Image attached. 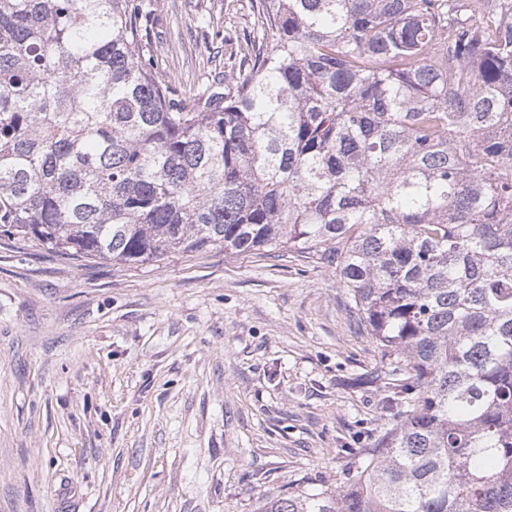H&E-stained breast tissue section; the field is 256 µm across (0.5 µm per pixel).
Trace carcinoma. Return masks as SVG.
Returning a JSON list of instances; mask_svg holds the SVG:
<instances>
[{"label": "carcinoma", "instance_id": "carcinoma-1", "mask_svg": "<svg viewBox=\"0 0 512 512\" xmlns=\"http://www.w3.org/2000/svg\"><path fill=\"white\" fill-rule=\"evenodd\" d=\"M180 97L131 0H0V234L115 264L313 252L399 418L257 512H512V0H250Z\"/></svg>", "mask_w": 512, "mask_h": 512}]
</instances>
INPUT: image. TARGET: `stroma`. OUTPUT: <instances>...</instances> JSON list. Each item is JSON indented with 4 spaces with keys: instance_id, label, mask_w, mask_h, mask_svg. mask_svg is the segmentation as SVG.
I'll list each match as a JSON object with an SVG mask.
<instances>
[{
    "instance_id": "35a3bbf8",
    "label": "stroma",
    "mask_w": 512,
    "mask_h": 512,
    "mask_svg": "<svg viewBox=\"0 0 512 512\" xmlns=\"http://www.w3.org/2000/svg\"><path fill=\"white\" fill-rule=\"evenodd\" d=\"M179 95L249 0H138ZM376 342L309 252L71 259L0 237V512H255L341 487L392 414Z\"/></svg>"
}]
</instances>
